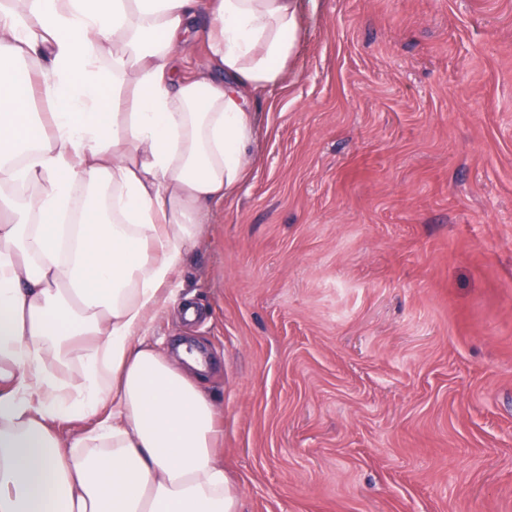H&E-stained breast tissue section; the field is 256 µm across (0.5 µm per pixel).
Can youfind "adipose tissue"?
<instances>
[{"label":"adipose tissue","mask_w":512,"mask_h":512,"mask_svg":"<svg viewBox=\"0 0 512 512\" xmlns=\"http://www.w3.org/2000/svg\"><path fill=\"white\" fill-rule=\"evenodd\" d=\"M203 15L211 65L179 77ZM300 20L299 0H0V512H238L210 394L147 332L195 316L175 282L248 177Z\"/></svg>","instance_id":"obj_1"}]
</instances>
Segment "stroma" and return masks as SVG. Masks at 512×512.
Returning <instances> with one entry per match:
<instances>
[{
	"label": "stroma",
	"instance_id": "1",
	"mask_svg": "<svg viewBox=\"0 0 512 512\" xmlns=\"http://www.w3.org/2000/svg\"><path fill=\"white\" fill-rule=\"evenodd\" d=\"M178 280L241 512H512V0H300Z\"/></svg>",
	"mask_w": 512,
	"mask_h": 512
}]
</instances>
